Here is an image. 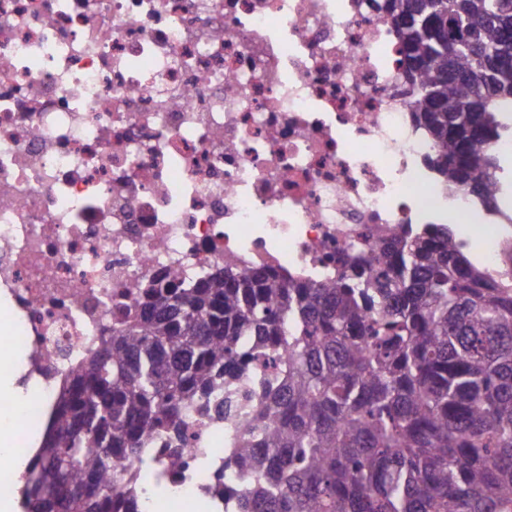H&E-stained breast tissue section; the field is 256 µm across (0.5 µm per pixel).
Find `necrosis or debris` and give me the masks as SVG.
<instances>
[{
	"instance_id": "necrosis-or-debris-1",
	"label": "necrosis or debris",
	"mask_w": 512,
	"mask_h": 512,
	"mask_svg": "<svg viewBox=\"0 0 512 512\" xmlns=\"http://www.w3.org/2000/svg\"><path fill=\"white\" fill-rule=\"evenodd\" d=\"M384 0H0V346L26 359V427L142 285L237 264L335 273L354 250L434 220L512 248V194L489 211L441 181L413 118ZM237 419L185 414L183 471L134 462L161 496L214 512L207 486Z\"/></svg>"
}]
</instances>
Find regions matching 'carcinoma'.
<instances>
[{
	"label": "carcinoma",
	"instance_id": "cac0c4a2",
	"mask_svg": "<svg viewBox=\"0 0 512 512\" xmlns=\"http://www.w3.org/2000/svg\"><path fill=\"white\" fill-rule=\"evenodd\" d=\"M430 165L497 206L493 142L512 134V0H386ZM448 224L394 236L320 280L232 263L144 285L135 312L71 369L26 470L22 512H137L123 459L182 436L248 378L224 465L236 512H512V254L492 274Z\"/></svg>",
	"mask_w": 512,
	"mask_h": 512
}]
</instances>
